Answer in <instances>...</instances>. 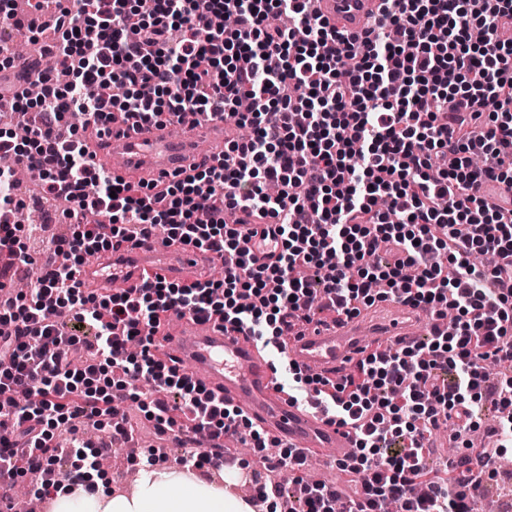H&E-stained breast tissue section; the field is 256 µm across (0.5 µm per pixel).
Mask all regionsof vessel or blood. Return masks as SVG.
Wrapping results in <instances>:
<instances>
[{
    "mask_svg": "<svg viewBox=\"0 0 512 512\" xmlns=\"http://www.w3.org/2000/svg\"><path fill=\"white\" fill-rule=\"evenodd\" d=\"M382 0H316V8L330 27L350 36L361 32L375 15ZM183 135L173 138L169 126L132 124L128 115L114 113L112 132L102 138L96 157L112 161L114 173L132 180H151L175 173L189 174L202 162L196 138L203 133L223 135L222 120L190 115L181 124ZM226 223L235 225L246 239L256 264L272 263L269 250L258 242L267 230L266 218L236 207L225 210ZM196 252L179 245H163L147 239L135 245L102 254L82 267L85 286L100 293L111 291L112 271H120L127 288L139 287L144 278L160 275L165 279L190 281ZM381 320L372 335H365L363 316L343 317L326 325H311L290 331L286 352L306 372L336 378L366 355L368 348L382 349L403 343L413 335L422 311L385 299L379 303ZM159 355L175 358L202 373L210 394L235 406L272 438L296 451L316 454L331 449L337 460H349L354 435L347 427L332 423L314 407L293 403L287 392L278 389L266 352L247 333L224 326L222 321L183 318L177 331L159 332L155 337Z\"/></svg>",
    "mask_w": 512,
    "mask_h": 512,
    "instance_id": "1",
    "label": "vessel or blood"
}]
</instances>
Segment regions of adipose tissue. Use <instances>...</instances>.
Here are the masks:
<instances>
[{"instance_id": "1", "label": "adipose tissue", "mask_w": 512, "mask_h": 512, "mask_svg": "<svg viewBox=\"0 0 512 512\" xmlns=\"http://www.w3.org/2000/svg\"><path fill=\"white\" fill-rule=\"evenodd\" d=\"M51 512H251L229 488L178 470L142 472L137 489L116 495L84 489L57 494Z\"/></svg>"}]
</instances>
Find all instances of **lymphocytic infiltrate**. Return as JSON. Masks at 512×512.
I'll return each mask as SVG.
<instances>
[{
	"instance_id": "lymphocytic-infiltrate-1",
	"label": "lymphocytic infiltrate",
	"mask_w": 512,
	"mask_h": 512,
	"mask_svg": "<svg viewBox=\"0 0 512 512\" xmlns=\"http://www.w3.org/2000/svg\"><path fill=\"white\" fill-rule=\"evenodd\" d=\"M375 28L348 38L324 23L314 0H75L60 6L54 56L66 86L34 99L46 127H33L34 149L0 138L11 168H0V212L16 204L12 167L43 172L46 199L69 202L71 237L52 243L63 264L41 268L27 295L0 302V394L26 388L36 405L11 403L0 433V464L12 476L42 471L36 495L56 488L52 466L73 457L74 485L89 486L103 450L72 438L57 448L54 429L93 421L104 428L114 403L142 402L156 431L213 439L248 435L272 442L231 406L205 398L201 380L153 353V336L170 314L220 319L259 341L310 320L317 303L349 315L380 294L448 316L447 332L376 352L322 397L328 415L353 429L349 466L354 497L324 482L296 479L282 490L252 479L251 501L277 512H471L455 464L434 475L423 441L439 420L477 429L484 363H512V198L472 194L489 181L512 187V0H384ZM204 12L234 18L231 29L198 28ZM121 83L119 98L92 97L88 86ZM174 123L185 113L250 128L224 143L222 162L167 182L160 191L128 182L94 162L82 132L108 131L113 112ZM492 157L477 168L472 157ZM243 205L274 219L263 243L275 262L257 266L225 224V207ZM103 215L81 220L84 210ZM224 258V277L173 286L86 291L79 279L87 248L103 252L155 236ZM394 251L393 262L373 258ZM490 252L486 268L474 254ZM381 283L375 293L372 283ZM92 332L90 357L63 355L76 328ZM452 369V383L438 372Z\"/></svg>"
}]
</instances>
